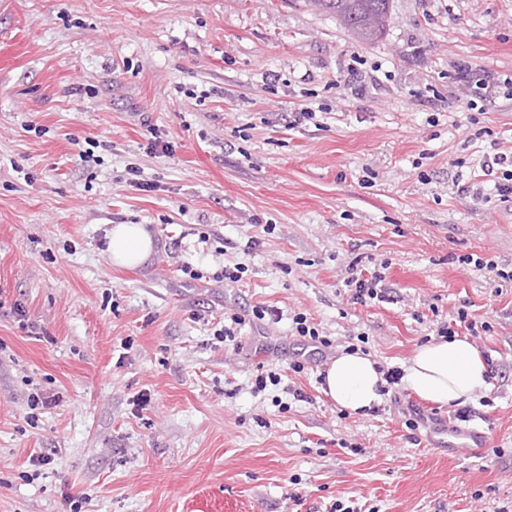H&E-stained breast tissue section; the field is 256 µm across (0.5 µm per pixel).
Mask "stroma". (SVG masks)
I'll use <instances>...</instances> for the list:
<instances>
[{
    "mask_svg": "<svg viewBox=\"0 0 512 512\" xmlns=\"http://www.w3.org/2000/svg\"><path fill=\"white\" fill-rule=\"evenodd\" d=\"M390 14L361 45L311 0H0V512L512 506V282L458 262L512 270V205L465 190L512 150V99L472 136L455 77H512V0ZM354 66L372 76L356 93ZM117 224L151 233L146 263L113 264ZM381 262L388 300L353 303L349 267ZM462 306L490 322L473 345L494 370L465 405L400 382L353 414L321 392L358 337L401 370ZM233 314L234 348L215 337ZM471 426L484 454L456 445ZM292 321L295 325L294 329L297 336L302 337L307 342L308 347H313L311 350L313 355H323L325 352L324 349L332 346V342L328 336L321 334L322 331L320 332L317 324L310 321L306 314L297 313L293 316Z\"/></svg>",
    "mask_w": 512,
    "mask_h": 512,
    "instance_id": "obj_1",
    "label": "stroma"
}]
</instances>
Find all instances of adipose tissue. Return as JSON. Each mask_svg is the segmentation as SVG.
<instances>
[{"instance_id":"adipose-tissue-1","label":"adipose tissue","mask_w":512,"mask_h":512,"mask_svg":"<svg viewBox=\"0 0 512 512\" xmlns=\"http://www.w3.org/2000/svg\"><path fill=\"white\" fill-rule=\"evenodd\" d=\"M154 243L140 224L114 225L110 253L116 265L134 267L152 255ZM487 368L465 339L440 340L418 348L405 369L403 381L422 399L445 406L463 404L486 385ZM386 384L376 361L359 352H345L327 367L322 391L337 405L358 414L383 399Z\"/></svg>"}]
</instances>
